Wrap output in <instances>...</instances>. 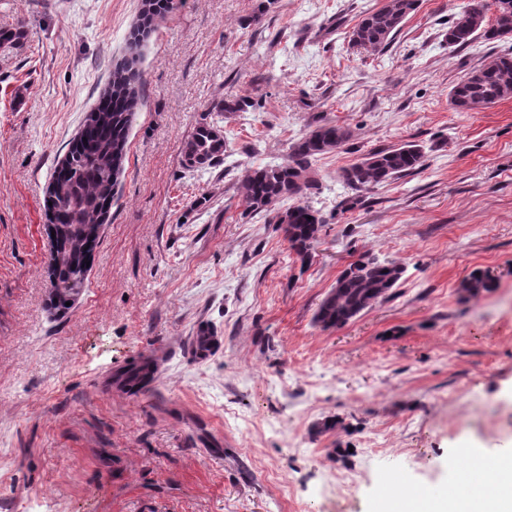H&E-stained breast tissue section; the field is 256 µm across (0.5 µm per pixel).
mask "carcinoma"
I'll list each match as a JSON object with an SVG mask.
<instances>
[{
    "label": "carcinoma",
    "instance_id": "1",
    "mask_svg": "<svg viewBox=\"0 0 512 512\" xmlns=\"http://www.w3.org/2000/svg\"><path fill=\"white\" fill-rule=\"evenodd\" d=\"M162 0H145L144 10L132 32L131 56L112 71L107 96L86 117L68 152L51 175L48 221L53 225L54 249L48 274L55 288L53 300L66 308L76 290L85 287L88 267L100 241V229L110 215L114 188L122 171L126 139L141 100L143 77L136 68V50L159 16ZM419 7V0H384L366 12L354 27L350 42L368 52H381L399 32L404 20ZM487 5L469 4L448 22V45L465 47L476 36L497 40L495 28L486 27ZM512 97V52L490 56L463 75L450 89L448 101L456 112H475ZM351 133L336 124L316 126L296 142L289 160L271 167L256 168L241 181L238 192L251 213L268 212L278 203L293 204L278 213L291 249L306 257L323 224L318 211L301 201L311 186L312 160L347 142ZM226 143L221 130L204 123L198 126L185 149V166L212 167L223 160ZM423 150L405 143L397 148L370 152L343 170V179L354 190L386 183L422 166ZM404 273L396 261L363 256L349 264L322 301L316 320L324 327H340L363 310L386 299ZM493 278L474 273L462 286L469 295L487 291ZM154 371L142 359L128 364L117 376L118 384L146 377Z\"/></svg>",
    "mask_w": 512,
    "mask_h": 512
}]
</instances>
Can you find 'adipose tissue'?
<instances>
[{
    "label": "adipose tissue",
    "mask_w": 512,
    "mask_h": 512,
    "mask_svg": "<svg viewBox=\"0 0 512 512\" xmlns=\"http://www.w3.org/2000/svg\"><path fill=\"white\" fill-rule=\"evenodd\" d=\"M450 467L468 466L483 475L481 492L455 491L444 497H433L420 491H398L379 499L375 512H512V466L486 464L463 454L450 459Z\"/></svg>",
    "instance_id": "ef3b65f1"
}]
</instances>
